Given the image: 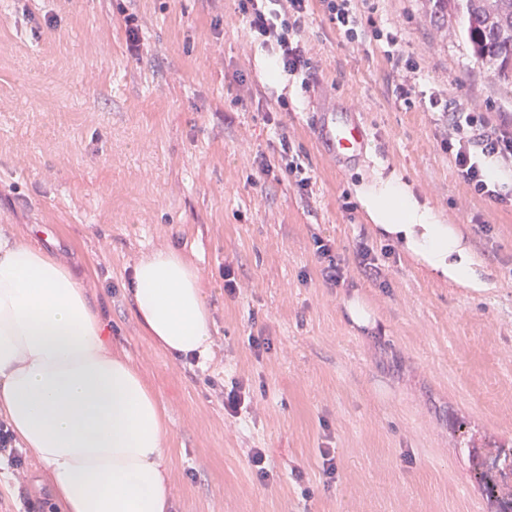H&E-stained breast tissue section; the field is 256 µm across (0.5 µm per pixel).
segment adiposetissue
Here are the masks:
<instances>
[{
  "mask_svg": "<svg viewBox=\"0 0 512 512\" xmlns=\"http://www.w3.org/2000/svg\"><path fill=\"white\" fill-rule=\"evenodd\" d=\"M364 205L380 233L433 272L487 290L481 259L402 183L387 182ZM127 283L155 345L175 359L208 356L213 323L196 267L158 250ZM107 333L68 265L0 237V417L36 457L58 512H171L165 415L138 368L112 353Z\"/></svg>",
  "mask_w": 512,
  "mask_h": 512,
  "instance_id": "ef3b65f1",
  "label": "adipose tissue"
}]
</instances>
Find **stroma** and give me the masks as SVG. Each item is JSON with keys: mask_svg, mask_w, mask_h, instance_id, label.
Returning a JSON list of instances; mask_svg holds the SVG:
<instances>
[{"mask_svg": "<svg viewBox=\"0 0 512 512\" xmlns=\"http://www.w3.org/2000/svg\"><path fill=\"white\" fill-rule=\"evenodd\" d=\"M234 0H0V236L36 243L87 277L91 304L164 408L174 512H497L476 473L512 487V208L478 195L440 143L423 101L406 106L391 64L348 42L311 0L309 76L270 79ZM142 51L127 49L125 15ZM375 26L400 30L418 88L512 121V84L476 60L455 19L426 0H380ZM288 101L275 122L266 112ZM356 112L370 147L356 166L321 153L320 111ZM312 178L279 170V135ZM265 154L277 171L260 177ZM400 180L483 256L488 291L438 277L368 223L363 196ZM350 198L353 210L342 207ZM348 263L332 288L314 237ZM381 276L352 261L359 242ZM179 251L203 276L209 358L172 359L132 313L126 278L144 255ZM232 265L239 290L224 292ZM368 315L348 314L353 304ZM267 338L255 355L249 336ZM249 385L231 419L221 391ZM264 449L263 481L246 451ZM334 449L336 479L320 451ZM0 512L45 506L28 460L2 471Z\"/></svg>", "mask_w": 512, "mask_h": 512, "instance_id": "stroma-1", "label": "stroma"}]
</instances>
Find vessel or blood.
Segmentation results:
<instances>
[{"label":"vessel or blood","instance_id":"b4317fda","mask_svg":"<svg viewBox=\"0 0 512 512\" xmlns=\"http://www.w3.org/2000/svg\"><path fill=\"white\" fill-rule=\"evenodd\" d=\"M316 136L337 165H354L367 154L369 129L354 112L340 108L322 111Z\"/></svg>","mask_w":512,"mask_h":512}]
</instances>
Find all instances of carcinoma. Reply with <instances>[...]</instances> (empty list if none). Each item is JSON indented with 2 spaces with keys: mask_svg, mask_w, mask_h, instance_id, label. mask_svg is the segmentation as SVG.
<instances>
[{
  "mask_svg": "<svg viewBox=\"0 0 512 512\" xmlns=\"http://www.w3.org/2000/svg\"><path fill=\"white\" fill-rule=\"evenodd\" d=\"M428 10L458 19L475 56L498 80L512 81V0H431Z\"/></svg>",
  "mask_w": 512,
  "mask_h": 512,
  "instance_id": "cac0c4a2",
  "label": "carcinoma"
}]
</instances>
